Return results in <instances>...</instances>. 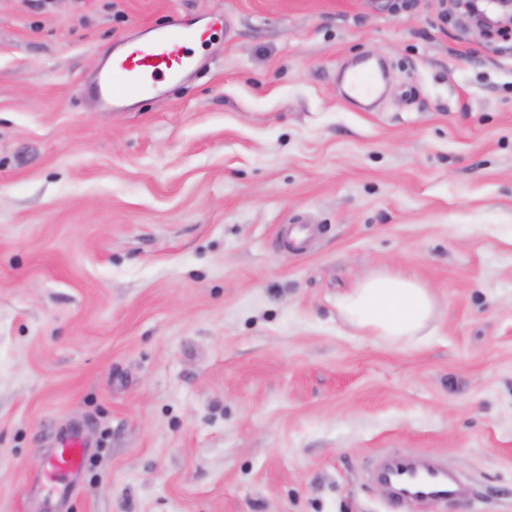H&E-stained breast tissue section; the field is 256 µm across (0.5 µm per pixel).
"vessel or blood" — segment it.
<instances>
[{
    "label": "vessel or blood",
    "mask_w": 512,
    "mask_h": 512,
    "mask_svg": "<svg viewBox=\"0 0 512 512\" xmlns=\"http://www.w3.org/2000/svg\"><path fill=\"white\" fill-rule=\"evenodd\" d=\"M197 33L191 22L174 19L169 25L152 29L148 40L128 42L112 57V65L91 84L100 106L107 110L124 108L132 100L158 96L163 87L174 88L198 69L202 62L189 44ZM344 95L350 100L374 103L381 99L385 82L382 68L361 57L340 76ZM86 443L79 431L59 437L44 465V476L56 496L67 493L65 479L84 463ZM382 481L390 482L396 503L456 496L460 482L440 463L424 467L408 461H383L378 468Z\"/></svg>",
    "instance_id": "vessel-or-blood-1"
}]
</instances>
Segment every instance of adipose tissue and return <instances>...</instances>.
<instances>
[{
    "label": "adipose tissue",
    "instance_id": "adipose-tissue-1",
    "mask_svg": "<svg viewBox=\"0 0 512 512\" xmlns=\"http://www.w3.org/2000/svg\"><path fill=\"white\" fill-rule=\"evenodd\" d=\"M336 306L359 335L395 344L419 339L434 312L429 289L395 272L362 279L337 297Z\"/></svg>",
    "mask_w": 512,
    "mask_h": 512
}]
</instances>
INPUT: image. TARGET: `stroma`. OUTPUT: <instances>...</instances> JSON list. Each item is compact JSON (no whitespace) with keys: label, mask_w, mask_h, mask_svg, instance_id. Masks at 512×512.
<instances>
[{"label":"stroma","mask_w":512,"mask_h":512,"mask_svg":"<svg viewBox=\"0 0 512 512\" xmlns=\"http://www.w3.org/2000/svg\"><path fill=\"white\" fill-rule=\"evenodd\" d=\"M195 19L205 71L101 111L121 40ZM384 61L380 111L336 73ZM435 305L408 346L337 297ZM512 512V40L442 0H0V512ZM467 495L394 505L379 456ZM336 307L360 336L395 344L419 339L434 312L429 289L395 272L362 279L337 297ZM85 448V440L77 430L70 431L56 440L54 449L44 465V476L56 496L66 495L65 478L82 468Z\"/></svg>","instance_id":"obj_1"}]
</instances>
